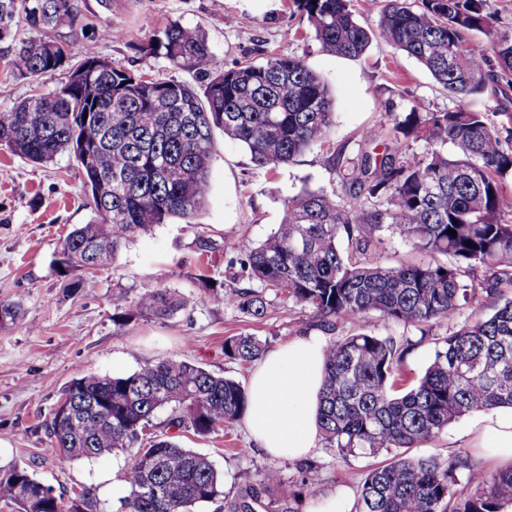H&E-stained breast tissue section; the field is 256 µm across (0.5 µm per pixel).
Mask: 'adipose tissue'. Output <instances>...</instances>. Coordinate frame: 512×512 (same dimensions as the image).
<instances>
[{
	"label": "adipose tissue",
	"instance_id": "ef3b65f1",
	"mask_svg": "<svg viewBox=\"0 0 512 512\" xmlns=\"http://www.w3.org/2000/svg\"><path fill=\"white\" fill-rule=\"evenodd\" d=\"M326 347L325 337L302 334L265 352L251 372L245 424L269 457L302 460L316 451ZM471 445L512 467V412L480 414Z\"/></svg>",
	"mask_w": 512,
	"mask_h": 512
}]
</instances>
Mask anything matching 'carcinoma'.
<instances>
[{
	"label": "carcinoma",
	"mask_w": 512,
	"mask_h": 512,
	"mask_svg": "<svg viewBox=\"0 0 512 512\" xmlns=\"http://www.w3.org/2000/svg\"><path fill=\"white\" fill-rule=\"evenodd\" d=\"M293 2L322 51L359 58L380 37L417 59L453 106L431 112L414 105L390 126L365 129L364 149L342 176V194L305 189L285 200L283 222L264 242L241 239L232 247L228 279L250 287L209 291L252 317L266 313L272 292L312 307L322 323L340 319L357 327L327 345L319 415L322 439L339 456L389 455L364 473L356 512H508L512 469L483 475L465 452L442 458L408 451L463 416L512 407V297L486 318L432 334L455 315L477 312L499 284H512V196L505 188L512 129L470 107L512 75V35L492 27L486 0H382L374 29L358 19L352 0ZM80 22L76 0H0V41L21 26L32 33L11 59L14 71L35 81L61 66L71 69L62 86L36 88L0 112L1 148L41 165L67 153L86 176L95 220L61 242L58 264L66 276L111 265L155 225L194 223L209 190L215 131L269 170L330 142L332 95L299 57L271 52L226 69L203 31L172 22L147 55L159 53L193 73L195 87L134 75L74 47L61 30ZM418 142L419 152L410 147ZM386 233L430 261L382 264L374 250ZM479 268L494 270V283L479 280ZM186 306L178 292L157 288L130 303L113 302L112 323L120 330L137 316L168 319ZM20 314L19 303L0 302V328ZM369 315L435 341L433 361L402 392L411 340L363 330ZM265 350L252 335L224 340V356L243 364ZM62 398L48 426L60 463L127 453L120 475L127 512H194L224 497V474L168 430L208 435L242 419L247 396L239 381L162 358L126 375L84 374ZM162 409L168 416L157 434L153 420ZM73 411L81 413L74 427L66 422ZM300 472V492H314L319 467L308 461ZM280 482L276 470L246 477V499L235 512H252L248 499ZM41 488L27 468L0 465L1 508L97 512L87 492L65 506L53 494L40 496Z\"/></svg>",
	"instance_id": "obj_1"
}]
</instances>
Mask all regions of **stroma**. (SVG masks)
<instances>
[{
	"label": "stroma",
	"mask_w": 512,
	"mask_h": 512,
	"mask_svg": "<svg viewBox=\"0 0 512 512\" xmlns=\"http://www.w3.org/2000/svg\"><path fill=\"white\" fill-rule=\"evenodd\" d=\"M84 23L68 32L75 46L92 47L114 67L159 80L192 82L163 56L144 57L168 22L202 30L224 68L240 60L262 59L276 52L302 58L324 80L334 99L332 144L315 148L294 164L274 171L258 168L239 142L214 136L210 187L196 223L159 224L123 249L109 267L86 275L78 291L66 289L56 259L61 240L94 214L86 205L85 175L69 157L39 165L0 148V302L16 301L23 316L0 329V462H15L62 498L87 490L101 512H123L112 478L126 466L121 453L60 464L47 426L63 389L82 373L125 375L147 361L175 357L209 372L247 382L250 366L224 355V340L250 334L267 346L313 330L311 309L271 299L263 317L242 314L220 300L202 298L200 277L224 281L222 255L199 257L194 241L209 236L225 246L239 239L261 242L281 224L283 201L302 189L341 188L342 167L331 161L335 148L347 158L359 152L360 132L422 104L432 112L447 110L448 94L414 58L373 40L362 57L340 58L323 52L306 18L292 0H80ZM112 31L100 39L101 31ZM15 41H0V112L11 111L28 97L33 84L51 90L68 79L61 68L37 82L18 77L10 60ZM165 286L179 291L188 306L172 318L144 316L123 329L112 323V300H136L147 290ZM474 416L453 423L419 447L422 455H453L468 450ZM178 442L206 454L224 474V498L203 503L195 512H228L226 503L240 488L241 472L257 475L277 467L281 482L275 498L307 512L312 497L340 487L358 491L368 457L341 459L335 449L319 447L312 459L320 467L313 496L293 500L300 479L292 461L272 462L248 441L243 422L207 436L181 431Z\"/></svg>",
	"instance_id": "1"
}]
</instances>
